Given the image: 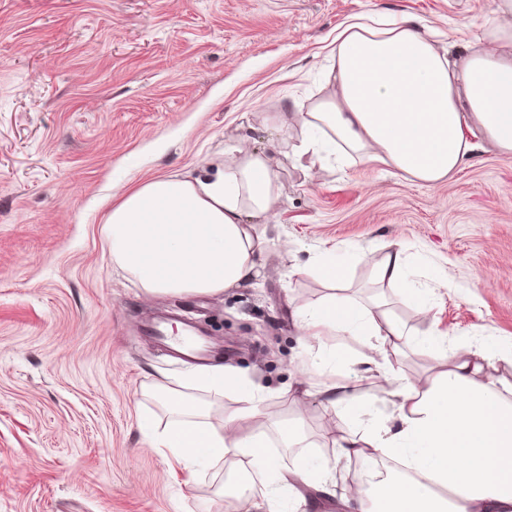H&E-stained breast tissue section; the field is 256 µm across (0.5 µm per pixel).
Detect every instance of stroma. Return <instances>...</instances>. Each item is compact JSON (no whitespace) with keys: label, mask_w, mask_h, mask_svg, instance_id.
<instances>
[{"label":"stroma","mask_w":512,"mask_h":512,"mask_svg":"<svg viewBox=\"0 0 512 512\" xmlns=\"http://www.w3.org/2000/svg\"><path fill=\"white\" fill-rule=\"evenodd\" d=\"M360 16L424 22L461 66L494 2L0 0V512H229L226 479L237 474L250 477L242 498L268 494L265 473L239 459L190 471L150 448L139 422L160 411L158 380L205 402L212 420L237 408L196 383L197 365L138 334L159 310L220 324L211 366L235 368L263 395L243 430L301 421L305 447L272 449L282 469L309 458L341 486L365 471L336 455L346 423L327 430L329 411L297 384L308 354L293 313L329 290L291 269L334 245L352 249L341 297L377 305L420 340L438 329L452 345L512 344V154L486 145L430 186L357 160L317 173L294 160L301 130L278 117L333 93V42ZM235 149L279 169L256 282L147 296L112 266L113 185L215 165ZM397 244L427 260L428 315L375 276ZM433 365L420 343L379 370L343 368L367 411L389 418L387 377L424 380Z\"/></svg>","instance_id":"stroma-1"}]
</instances>
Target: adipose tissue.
Instances as JSON below:
<instances>
[{"instance_id":"adipose-tissue-1","label":"adipose tissue","mask_w":512,"mask_h":512,"mask_svg":"<svg viewBox=\"0 0 512 512\" xmlns=\"http://www.w3.org/2000/svg\"><path fill=\"white\" fill-rule=\"evenodd\" d=\"M496 21L482 27L479 47L462 67L451 65L413 21H357L336 36L327 67L333 96L289 122L305 136L295 153L309 169L326 167L337 153L391 168L424 185L458 170L493 143L512 154V0H495ZM278 196V169L260 152L227 153L216 168L151 177L122 189L105 219L116 267L150 295H216L257 275L255 256L264 233L256 218ZM420 257L401 247L386 254L379 280L399 286L421 310L429 302L416 275ZM304 335L357 340L353 360L375 364L387 351L412 345L405 329L346 299L329 297L295 310ZM437 359L428 383L394 377L395 424L370 419L350 425L336 441L349 460L388 458L405 474L338 486L328 469L302 461L282 470L262 430L243 431L262 397L234 369L208 372L214 388L235 396L236 413L216 425L196 401L168 404L164 424H140L151 447L184 468L216 457L247 458L274 489H287L295 508L309 499H338L344 512H512V382L485 375L492 357H512V346H444L430 338ZM318 382L303 392L343 416L366 400L338 378V358L315 352Z\"/></svg>"}]
</instances>
